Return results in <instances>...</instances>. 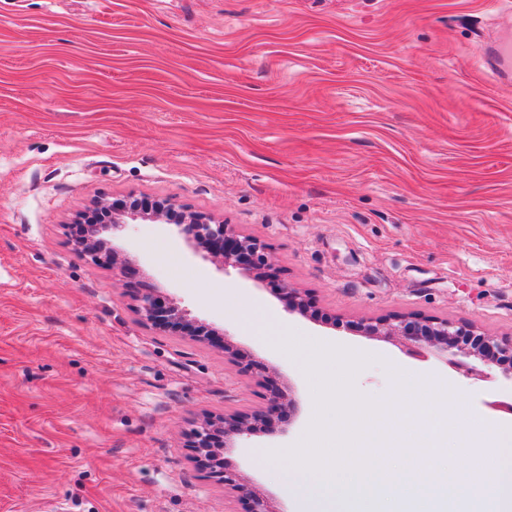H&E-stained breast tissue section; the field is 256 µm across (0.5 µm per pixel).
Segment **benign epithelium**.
I'll return each mask as SVG.
<instances>
[{
    "label": "benign epithelium",
    "mask_w": 512,
    "mask_h": 512,
    "mask_svg": "<svg viewBox=\"0 0 512 512\" xmlns=\"http://www.w3.org/2000/svg\"><path fill=\"white\" fill-rule=\"evenodd\" d=\"M166 217L177 220L179 233L185 243L207 254L222 268H233L247 279L261 283L277 273L275 257L267 244L238 232L232 224H225L205 213L189 212L173 198L154 202L131 198L112 208L108 220L102 224L85 225L79 244L80 253L95 261L100 258L107 235H116L129 224L146 221L161 222ZM112 270L124 277L134 268L133 260L126 254L112 250ZM287 308L300 314L307 313L305 299L295 288L284 284L281 288ZM134 310L138 320L160 331L191 329L190 338L208 341L216 330L204 324L195 325L189 313L176 299L160 293L155 288H139L134 295ZM369 336L402 338L417 346H429L446 353L452 349L467 357L479 359L485 366H502L512 370V338L498 339L462 330L448 320H423L412 317L395 322L372 319L363 324ZM293 406L290 394L284 389L272 388L266 408L247 412H231L221 417H206L192 430L190 447L200 458L207 457L211 449L219 447L217 441L245 442L264 427L275 414ZM214 477L224 486L241 493L248 501L247 512H272L266 500L254 491L247 479L226 468L214 471Z\"/></svg>",
    "instance_id": "benign-epithelium-1"
}]
</instances>
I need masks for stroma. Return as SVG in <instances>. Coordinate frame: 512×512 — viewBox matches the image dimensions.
<instances>
[{
  "label": "stroma",
  "mask_w": 512,
  "mask_h": 512,
  "mask_svg": "<svg viewBox=\"0 0 512 512\" xmlns=\"http://www.w3.org/2000/svg\"><path fill=\"white\" fill-rule=\"evenodd\" d=\"M500 0H0V512H245L186 446L206 416L264 406L257 363L289 388L243 447L217 449L273 512H295L268 451L305 433L301 336L376 356L356 389L434 377L459 403L431 441L461 470L466 430L512 414V377L456 351L365 335L371 318L512 336V85L475 54ZM175 198L268 244L280 273L218 269L170 223L114 247L221 339L141 325L109 259L75 249L94 209ZM308 299L288 312L279 288Z\"/></svg>",
  "instance_id": "1"
}]
</instances>
